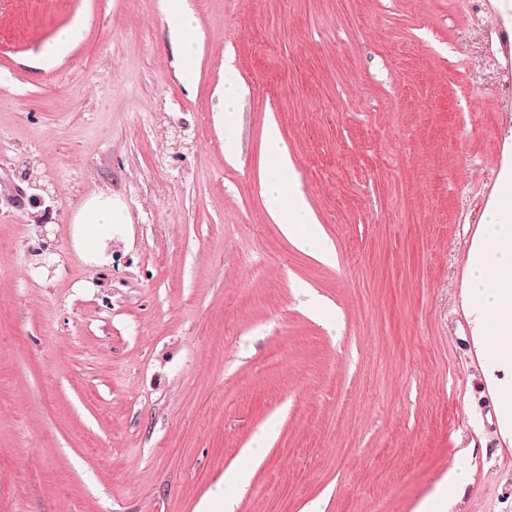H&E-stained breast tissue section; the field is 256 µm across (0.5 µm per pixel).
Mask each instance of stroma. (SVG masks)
<instances>
[{"label":"stroma","mask_w":512,"mask_h":512,"mask_svg":"<svg viewBox=\"0 0 512 512\" xmlns=\"http://www.w3.org/2000/svg\"><path fill=\"white\" fill-rule=\"evenodd\" d=\"M511 1L186 0L188 86L164 0H0V512H415L464 460L441 512H512V364L463 297L512 198ZM272 125L334 263L267 211ZM100 193L129 221L96 260L72 218ZM84 28L80 23H72L61 28L54 38L43 48L42 57L55 59L75 47L83 40ZM242 96L241 85L237 80L234 71L224 73V92L221 98V110L224 112V124L231 128L239 99ZM255 451L244 454L239 464L224 472V489L229 487H241L244 485L248 472L252 469ZM471 470L468 465L462 464L448 472V478L440 488L441 495L448 502L455 496L463 493L465 486L470 482Z\"/></svg>","instance_id":"obj_1"}]
</instances>
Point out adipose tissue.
I'll use <instances>...</instances> for the list:
<instances>
[{"label":"adipose tissue","mask_w":512,"mask_h":512,"mask_svg":"<svg viewBox=\"0 0 512 512\" xmlns=\"http://www.w3.org/2000/svg\"><path fill=\"white\" fill-rule=\"evenodd\" d=\"M165 14L177 41L182 78L193 83L198 21L186 0H166ZM266 150L269 174L261 188L269 214L299 249L321 261H332L333 246L297 184L293 162L277 127H269L266 133ZM126 221V214L111 195L89 198L74 218L79 226L78 242L85 250L97 252L104 231ZM468 296L485 314L489 353L512 359V202L498 204L486 213L480 240L471 254Z\"/></svg>","instance_id":"adipose-tissue-1"}]
</instances>
